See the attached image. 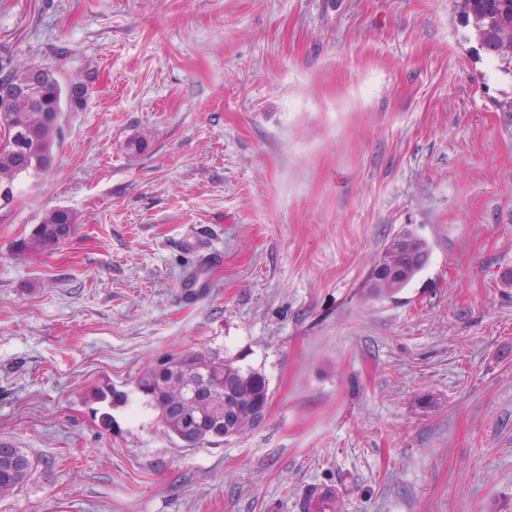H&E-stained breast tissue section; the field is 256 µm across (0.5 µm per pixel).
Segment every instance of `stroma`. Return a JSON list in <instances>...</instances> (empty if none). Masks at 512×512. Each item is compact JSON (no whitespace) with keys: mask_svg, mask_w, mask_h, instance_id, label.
I'll use <instances>...</instances> for the list:
<instances>
[{"mask_svg":"<svg viewBox=\"0 0 512 512\" xmlns=\"http://www.w3.org/2000/svg\"><path fill=\"white\" fill-rule=\"evenodd\" d=\"M470 34L455 0H0V64L86 86L0 215V440L35 463L0 512H512V79ZM54 208L75 237L16 254ZM405 228L429 263L373 298ZM182 350L260 371L262 425L175 447L135 381ZM337 492L333 486H319L308 490L305 495L301 512H336Z\"/></svg>","mask_w":512,"mask_h":512,"instance_id":"stroma-1","label":"stroma"}]
</instances>
